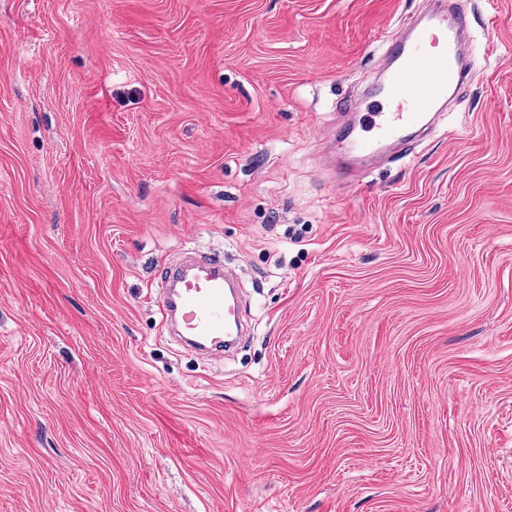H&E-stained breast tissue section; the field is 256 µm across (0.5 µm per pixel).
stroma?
<instances>
[{"mask_svg": "<svg viewBox=\"0 0 512 512\" xmlns=\"http://www.w3.org/2000/svg\"><path fill=\"white\" fill-rule=\"evenodd\" d=\"M414 152L336 102L427 0H0V512H512V0ZM220 250L249 338L168 335Z\"/></svg>", "mask_w": 512, "mask_h": 512, "instance_id": "obj_1", "label": "stroma"}]
</instances>
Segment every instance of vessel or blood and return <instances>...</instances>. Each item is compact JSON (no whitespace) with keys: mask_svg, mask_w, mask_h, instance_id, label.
<instances>
[{"mask_svg":"<svg viewBox=\"0 0 512 512\" xmlns=\"http://www.w3.org/2000/svg\"><path fill=\"white\" fill-rule=\"evenodd\" d=\"M409 36L386 39L394 65L375 94L390 109L369 113L365 132L349 141L351 152L368 159L387 145L406 146L437 104L457 99L471 78L459 49L470 41L469 14L460 0L440 6L409 24ZM163 306L185 348L211 355L233 348L246 333L232 276L216 261L167 267Z\"/></svg>","mask_w":512,"mask_h":512,"instance_id":"b4317fda","label":"vessel or blood"}]
</instances>
